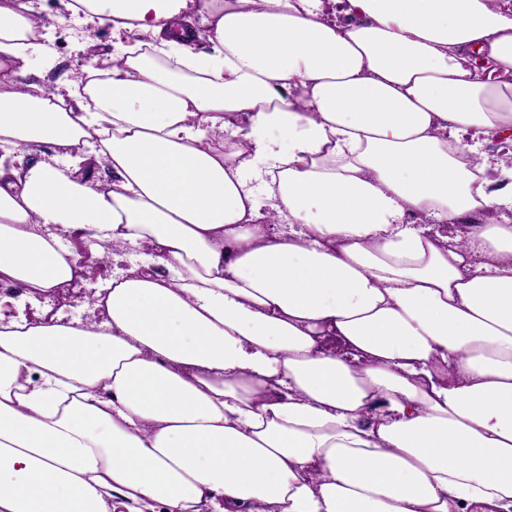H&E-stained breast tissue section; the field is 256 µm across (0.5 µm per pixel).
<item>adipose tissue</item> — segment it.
Listing matches in <instances>:
<instances>
[{
    "mask_svg": "<svg viewBox=\"0 0 512 512\" xmlns=\"http://www.w3.org/2000/svg\"><path fill=\"white\" fill-rule=\"evenodd\" d=\"M78 2L150 40L0 92V282L78 279L73 228L118 272L105 320H0V512H512V13Z\"/></svg>",
    "mask_w": 512,
    "mask_h": 512,
    "instance_id": "ef3b65f1",
    "label": "adipose tissue"
}]
</instances>
